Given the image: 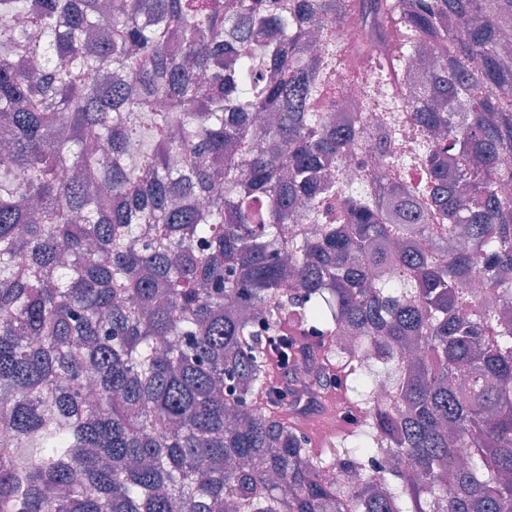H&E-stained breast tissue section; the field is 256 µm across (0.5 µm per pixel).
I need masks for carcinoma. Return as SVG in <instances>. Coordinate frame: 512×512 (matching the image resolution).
Returning a JSON list of instances; mask_svg holds the SVG:
<instances>
[{
  "label": "carcinoma",
  "instance_id": "cac0c4a2",
  "mask_svg": "<svg viewBox=\"0 0 512 512\" xmlns=\"http://www.w3.org/2000/svg\"><path fill=\"white\" fill-rule=\"evenodd\" d=\"M355 2L379 81L436 57L422 189L335 170L346 0H0V512H512V0ZM278 356L349 397L321 452Z\"/></svg>",
  "mask_w": 512,
  "mask_h": 512
}]
</instances>
